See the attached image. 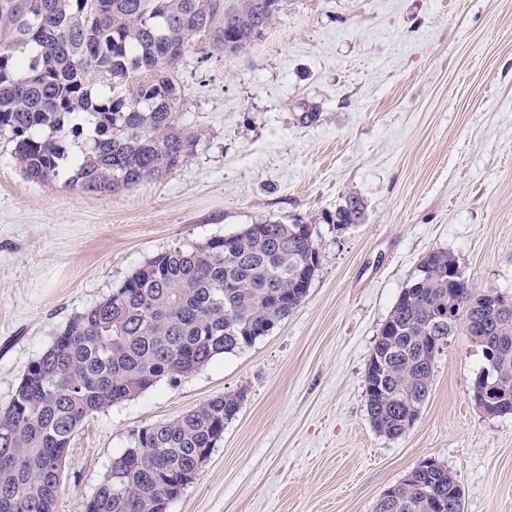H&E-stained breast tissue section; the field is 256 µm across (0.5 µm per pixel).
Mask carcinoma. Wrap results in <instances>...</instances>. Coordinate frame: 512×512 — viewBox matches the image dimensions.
Wrapping results in <instances>:
<instances>
[{
  "label": "carcinoma",
  "instance_id": "cac0c4a2",
  "mask_svg": "<svg viewBox=\"0 0 512 512\" xmlns=\"http://www.w3.org/2000/svg\"><path fill=\"white\" fill-rule=\"evenodd\" d=\"M286 0H0V136L25 179L87 194L116 193L181 167L199 135L180 124L178 68L208 45L236 54L261 38ZM364 218L349 195L330 221ZM303 222L266 220L224 238L176 246L139 266L94 306L71 317L24 370L0 409V512H54L71 442L93 414L166 379L189 376L214 357L251 346L303 301L320 254ZM471 290L456 259L428 253L401 292L366 374L373 428L399 438L429 396L431 344L447 310L466 324L457 297ZM505 339L498 368L512 377V319H490ZM241 391L214 396L187 414L137 430L112 459L85 512H166L197 475L239 411ZM374 512H463L455 475L436 462L410 472Z\"/></svg>",
  "mask_w": 512,
  "mask_h": 512
}]
</instances>
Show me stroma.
<instances>
[{
    "label": "stroma",
    "mask_w": 512,
    "mask_h": 512,
    "mask_svg": "<svg viewBox=\"0 0 512 512\" xmlns=\"http://www.w3.org/2000/svg\"><path fill=\"white\" fill-rule=\"evenodd\" d=\"M180 74L182 122L201 139L135 188L25 180L0 137V407L72 316L170 248L300 220L321 263L253 345L89 417L55 512H84L133 431L237 391L238 414L167 512H373L431 457L456 475L464 512H512V414L475 405L484 359L465 329L403 436L374 430L365 386L428 253L512 295V0H287L252 45L188 54ZM350 195L364 219L340 230L327 217Z\"/></svg>",
    "instance_id": "1"
}]
</instances>
